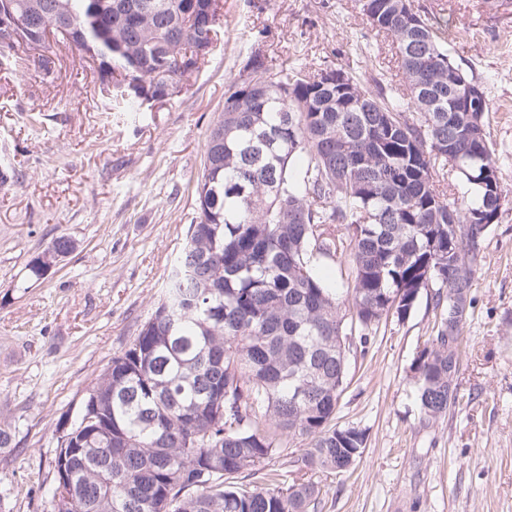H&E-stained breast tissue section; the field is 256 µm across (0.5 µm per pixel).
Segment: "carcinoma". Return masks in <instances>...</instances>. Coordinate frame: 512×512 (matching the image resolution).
<instances>
[{"label":"carcinoma","instance_id":"cac0c4a2","mask_svg":"<svg viewBox=\"0 0 512 512\" xmlns=\"http://www.w3.org/2000/svg\"><path fill=\"white\" fill-rule=\"evenodd\" d=\"M43 11L62 40L98 62V90L123 112L161 101L198 72L188 60L205 46L221 0H8ZM378 14L404 83L382 73L346 83L286 60H265L245 95L244 71L224 93L193 189L197 216L163 295L133 343L89 389L58 437L71 450L52 461L71 501L54 512H318L311 480L282 482L279 469L242 488L274 459L293 472H350L365 431L339 426L347 387L344 355L410 316L422 294L433 302L431 345L411 364L422 419L460 405L448 388V336L464 348L459 302L474 304L475 265L508 196L485 117L487 96L451 59L448 20L422 14L406 25L402 0H359ZM31 36L0 49L16 66ZM143 82L128 98L122 74ZM74 241L60 236L28 264L45 278ZM348 265L342 288L316 270L321 258ZM299 440L304 452L288 444Z\"/></svg>","mask_w":512,"mask_h":512}]
</instances>
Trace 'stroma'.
<instances>
[{
  "mask_svg": "<svg viewBox=\"0 0 512 512\" xmlns=\"http://www.w3.org/2000/svg\"><path fill=\"white\" fill-rule=\"evenodd\" d=\"M218 42L187 88L118 112L97 68L50 38L22 68L0 67V512H54L60 418H76L97 378L138 336L197 212L193 184L228 85L252 52L301 64L361 65L368 45L392 83L395 48L357 0H222ZM447 15L448 50L493 103L488 130L512 193V0H413ZM77 247L45 279L27 264L54 238ZM455 378L466 404L421 420L411 363L432 304L347 355L337 423L366 433L345 477L314 473L320 512H512V204L483 244Z\"/></svg>",
  "mask_w": 512,
  "mask_h": 512,
  "instance_id": "stroma-1",
  "label": "stroma"
}]
</instances>
